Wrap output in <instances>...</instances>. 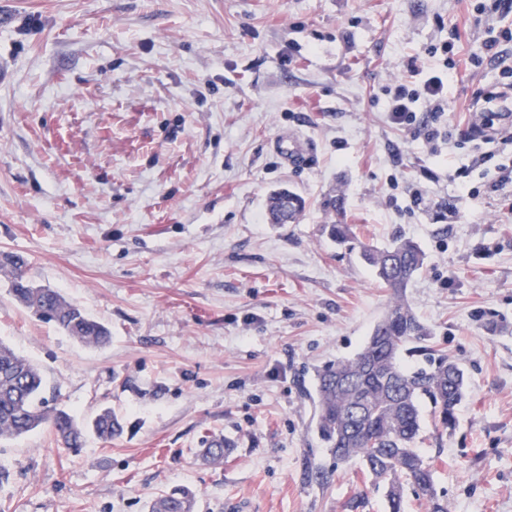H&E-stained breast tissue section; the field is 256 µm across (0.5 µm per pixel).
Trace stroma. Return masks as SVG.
<instances>
[{"mask_svg":"<svg viewBox=\"0 0 512 512\" xmlns=\"http://www.w3.org/2000/svg\"><path fill=\"white\" fill-rule=\"evenodd\" d=\"M492 2L0 0V251L111 334L64 336L0 276V340L47 400L124 423L76 452L47 428L1 440L0 512H146L182 485L196 512H353L361 490L360 512H386L315 431L318 370L393 303L330 224L420 245L406 301L467 377L454 429L423 404L420 451L448 512H512V184L485 191L472 144L430 150L386 95L412 57L443 70L424 50L458 30L457 123L502 78L468 63L487 27L512 29ZM285 134L307 165L273 152ZM281 188L305 201L295 223L267 220ZM209 435L231 447L222 465L199 457ZM310 460L328 484L305 480ZM273 151L289 164H301L308 156V143L299 136H280L274 140Z\"/></svg>","mask_w":512,"mask_h":512,"instance_id":"35a3bbf8","label":"stroma"}]
</instances>
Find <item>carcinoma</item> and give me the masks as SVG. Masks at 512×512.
I'll return each mask as SVG.
<instances>
[{
	"label": "carcinoma",
	"mask_w": 512,
	"mask_h": 512,
	"mask_svg": "<svg viewBox=\"0 0 512 512\" xmlns=\"http://www.w3.org/2000/svg\"><path fill=\"white\" fill-rule=\"evenodd\" d=\"M302 208L301 198L288 191L276 192L268 200L273 224L295 222ZM330 233L338 244L358 251L391 291L393 304L353 357L318 373V436L336 463H358L371 484L383 488L388 512H404L409 489L424 512H448L437 494L434 467L417 448L422 433L420 403L428 400L440 426L450 429L465 397L466 380L456 361L428 344L427 329L404 299L406 288L424 265V254L414 242L402 239L375 248L361 241L349 224H332ZM27 265L21 254L0 253V275L9 281L10 293L19 304L86 345L108 341V329L78 304L57 290L31 284ZM411 343L426 356L428 366L402 362ZM42 392L38 366L0 340L1 440L48 426L64 447L76 450L90 432L105 441L123 432L110 408L101 409L85 424L70 411L49 405ZM201 457L222 463L224 437L214 435L203 442ZM195 500L192 490L175 488L155 497L148 512H194Z\"/></svg>",
	"instance_id": "1"
}]
</instances>
